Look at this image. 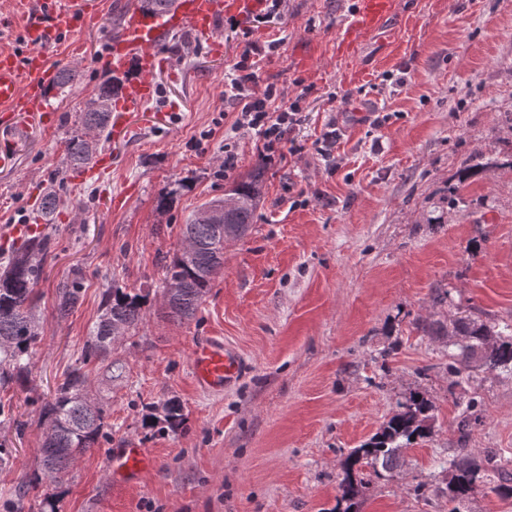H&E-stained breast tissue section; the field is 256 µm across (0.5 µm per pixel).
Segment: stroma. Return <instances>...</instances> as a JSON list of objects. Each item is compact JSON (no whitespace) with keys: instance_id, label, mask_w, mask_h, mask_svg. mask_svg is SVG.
I'll list each match as a JSON object with an SVG mask.
<instances>
[{"instance_id":"35a3bbf8","label":"stroma","mask_w":512,"mask_h":512,"mask_svg":"<svg viewBox=\"0 0 512 512\" xmlns=\"http://www.w3.org/2000/svg\"><path fill=\"white\" fill-rule=\"evenodd\" d=\"M356 0H283L266 20L225 18L222 56L189 29L173 33L156 96L121 135L100 144L112 167L83 180L63 141L104 79L101 60L132 0H101L100 24L60 38L47 57L77 80L49 95L57 124L28 127L0 166V234L40 222V200L63 178L45 232L54 241L36 287L44 333L25 386L0 388L26 427L0 426L12 468L0 471V512L38 472L39 409L80 356L107 288L147 296L145 321L117 342L123 381L94 374L107 447L77 458L68 478L40 481L25 512H334L342 465L410 392L434 405L433 435L393 473L363 467L358 512H448V459L495 451L512 471V376L480 368L453 383L445 336L428 331L462 310L512 320V0H394L378 28L343 51ZM277 52H267L270 40ZM256 44L259 86L298 101L291 150L262 162L236 128L224 78ZM232 145L235 169L224 171ZM482 171L463 178L470 160ZM263 168L247 235L224 246V269L196 317L168 316L163 265L181 229L232 181ZM170 193L167 211L157 208ZM123 196L119 207L109 197ZM81 269L84 295L56 317L57 286ZM209 337L246 363L239 383L200 390L191 351ZM185 418L161 429L169 401ZM475 401L460 442L455 418ZM134 441L154 459L139 484L116 483L111 449Z\"/></svg>"}]
</instances>
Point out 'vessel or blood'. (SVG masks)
I'll list each match as a JSON object with an SVG mask.
<instances>
[{
    "instance_id": "obj_1",
    "label": "vessel or blood",
    "mask_w": 512,
    "mask_h": 512,
    "mask_svg": "<svg viewBox=\"0 0 512 512\" xmlns=\"http://www.w3.org/2000/svg\"><path fill=\"white\" fill-rule=\"evenodd\" d=\"M393 0H359L345 33L346 45H355L361 35L378 26L391 13ZM260 0H175L163 12L131 11L120 34L112 39L102 60L104 67L125 73L112 106L113 130L124 129L131 115L144 110L156 93L153 73L162 63L161 50L178 30H193L208 44L211 53L223 51L215 34L218 20L251 21L260 11ZM98 0H37L19 32L16 50L0 52V164H9L23 126L16 122L48 127L55 116L47 104V90L56 70L45 50L58 37L74 34L100 21ZM244 361L234 349L218 339L196 344L191 352L195 384L209 392L235 385L244 372ZM145 449L127 445L113 449L112 475L127 484L135 483L151 466Z\"/></svg>"
}]
</instances>
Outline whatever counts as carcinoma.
<instances>
[{"instance_id": "carcinoma-1", "label": "carcinoma", "mask_w": 512, "mask_h": 512, "mask_svg": "<svg viewBox=\"0 0 512 512\" xmlns=\"http://www.w3.org/2000/svg\"><path fill=\"white\" fill-rule=\"evenodd\" d=\"M119 89V81L109 79L99 86L94 99L80 112L79 124L95 139L82 134L71 136L65 145L64 160L71 168L89 164L96 154L101 139L111 135L112 100ZM263 171L234 183L228 194L237 204L224 212V223H253L261 195ZM180 247L169 263L164 265L163 293L170 294L168 309L179 319L193 318L213 286L224 265V241L217 236L210 222L202 221L194 213L183 225ZM52 238L44 236L12 254L0 255V385L26 383L31 372L34 347L41 335V326L34 312L36 286L43 266L51 253ZM194 249V257L184 260L183 247ZM179 280L183 287L173 294L168 284ZM83 283L74 275L57 288V313L66 318L74 312L82 299ZM146 296L108 288L102 294L101 315L92 326L86 347L80 357L63 374L53 398L47 401L40 420L47 426L41 448L40 466L43 476L54 483L61 481L69 464L76 457L101 447L107 441L106 410L103 404L91 398L90 369L96 363L113 381L125 377V363L114 352L112 326L120 324L131 334L139 329L144 319ZM436 331L454 338L455 350L449 353L454 374L475 363L490 372L512 375V324L490 325L479 313L464 311L440 325ZM432 402L419 392L409 395L398 410L380 427L366 445L351 452L337 488L340 500L353 502L360 494L361 483L353 475V468L361 461L376 473H392L400 467L405 450L432 437L430 423ZM499 472L503 482L492 490L503 497H512V473L502 469L497 455L489 452L480 463L472 459L467 449L458 448L448 460V500L462 504L479 488L490 472Z\"/></svg>"}]
</instances>
